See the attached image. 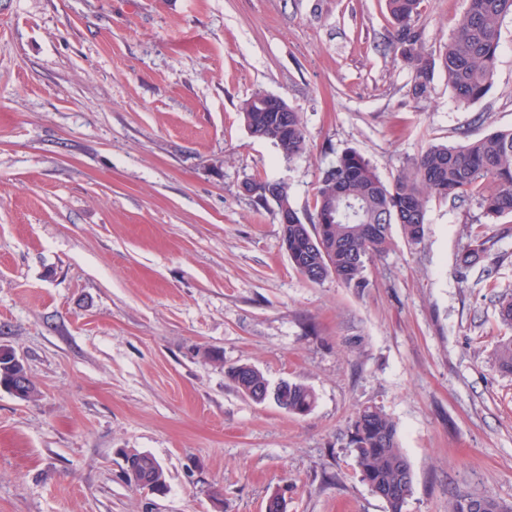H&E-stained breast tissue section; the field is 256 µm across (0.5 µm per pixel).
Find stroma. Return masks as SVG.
Listing matches in <instances>:
<instances>
[{"instance_id":"35a3bbf8","label":"stroma","mask_w":512,"mask_h":512,"mask_svg":"<svg viewBox=\"0 0 512 512\" xmlns=\"http://www.w3.org/2000/svg\"><path fill=\"white\" fill-rule=\"evenodd\" d=\"M462 0H422L439 52ZM385 0H0V345L35 400L0 390V512H387L346 446L381 407L412 470L403 512L482 493L512 504V215L431 199L411 245L391 228L369 285L308 282L282 245L283 182L300 215L322 168L361 153L383 181L430 145L512 128V16L496 78L463 106L435 70L413 100ZM299 113L285 160L240 116L256 92ZM494 237L460 274L469 235ZM299 382L312 410L258 404L225 376ZM151 454L159 496L122 476ZM147 454L148 453L145 452H139L134 448H127L124 451L123 462L125 465L124 471L126 481L131 487L135 489L147 490L156 495L164 494L158 491L162 488L163 485V478L157 479L158 473H161V467L158 465V463L155 461L154 479H151V477L146 476L141 468V459L142 457L147 456Z\"/></svg>"}]
</instances>
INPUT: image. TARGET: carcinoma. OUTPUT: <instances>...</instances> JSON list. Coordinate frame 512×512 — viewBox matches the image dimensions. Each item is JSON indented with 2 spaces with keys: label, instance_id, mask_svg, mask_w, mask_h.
Instances as JSON below:
<instances>
[{
  "label": "carcinoma",
  "instance_id": "carcinoma-1",
  "mask_svg": "<svg viewBox=\"0 0 512 512\" xmlns=\"http://www.w3.org/2000/svg\"><path fill=\"white\" fill-rule=\"evenodd\" d=\"M463 18L439 55L428 51L419 27L421 0H386L393 21L392 46L409 67L415 100L430 95L435 64H440L448 87L462 105L481 100L492 87L501 47V25L512 15V0H462ZM257 92L240 108L248 132L277 145L291 160L308 147L299 113L262 111ZM288 127V137L277 130ZM454 204H474L486 223L512 214V129L496 130L461 145L432 144L409 160L389 183L376 174L359 152L347 150L321 169L313 212L301 218L292 207L288 187L280 188L276 205L288 215L282 225L283 244L295 269L308 281L334 277L349 288L369 286L366 276L373 259L387 251L390 230L400 225L408 243L417 245L426 230L431 198ZM494 240L474 236L457 256L461 269L483 261ZM501 322L512 326V294L498 296ZM499 370L512 375V340L495 351ZM24 365L0 357V385L8 386ZM238 389L248 385L271 397L283 409L305 415L315 403L314 392L301 383L267 386L255 367L242 364L227 370ZM347 447L363 480L383 492L388 512H403L411 491V466L403 452L395 421L377 406L358 409L351 420ZM448 512H512V505L470 493L448 502Z\"/></svg>",
  "mask_w": 512,
  "mask_h": 512
}]
</instances>
